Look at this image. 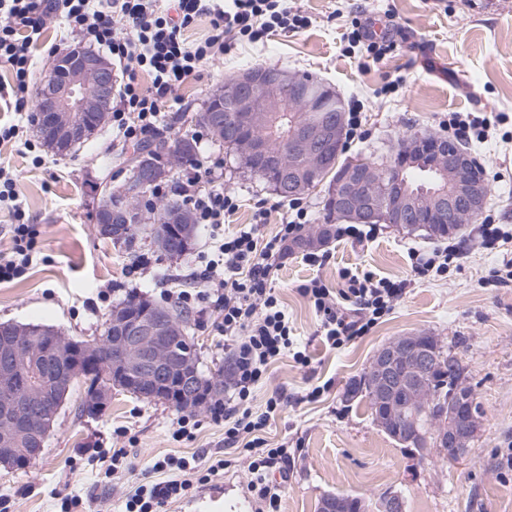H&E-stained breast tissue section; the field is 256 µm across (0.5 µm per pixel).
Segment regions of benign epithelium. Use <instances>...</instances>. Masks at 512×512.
<instances>
[{
  "label": "benign epithelium",
  "mask_w": 512,
  "mask_h": 512,
  "mask_svg": "<svg viewBox=\"0 0 512 512\" xmlns=\"http://www.w3.org/2000/svg\"><path fill=\"white\" fill-rule=\"evenodd\" d=\"M52 71L62 72L63 79H53L39 91L36 109L45 132L68 149L89 136L90 117L112 102L118 75L107 58L81 48H72L58 57ZM223 93L232 114L215 109L208 114V122L214 128L224 129L225 137L240 142L247 154L270 157V171L280 191L291 195L311 190L325 172L335 169L340 124L331 119L319 118L292 126L286 152H269L267 141L256 134L267 113L286 112L295 103L313 99L310 90L301 88L297 76L279 68H251L226 78ZM400 157L398 178L390 183L385 194L377 191L376 170L365 166L348 168L333 189L336 208L358 224H373L381 216L390 215L394 223L405 227L446 223L450 233L464 227L481 210L488 183L473 175L474 163L467 153L441 137L418 136L408 140ZM413 169L429 170L437 181L435 189L422 194L421 203L403 182V177ZM148 186L149 172L136 169L122 202L114 205L110 185L104 184L103 206L96 213L98 228L107 232L112 224L127 218L135 199ZM108 324L116 336L112 347L117 358L109 370L113 384L137 389L153 400L166 399V393L175 387L180 400L200 402L196 369L173 353L180 337L175 335L177 324L167 311L146 308L135 317L115 311ZM44 357L64 364L60 380L46 388L39 381L17 397L13 381L18 362L33 361L32 367L39 377L43 367L36 361ZM83 361L96 362L93 344L78 346L67 336L16 337L12 355L0 364V390L5 392L0 398V411L4 413L0 435L6 445L0 450L1 466L13 467L15 446L27 434L28 420H54L63 379ZM440 367L441 358L430 349L423 335L396 336L382 345L366 369L380 411L378 424L387 425L408 407L427 408L431 401L426 396L424 377ZM478 429L474 405L460 396L455 403L453 423L445 419L439 429V447L443 451L449 448L452 455L461 457ZM404 436L425 454L432 453L430 433L418 423L407 428Z\"/></svg>",
  "instance_id": "benign-epithelium-1"
}]
</instances>
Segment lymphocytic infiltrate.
<instances>
[{
    "label": "lymphocytic infiltrate",
    "instance_id": "obj_1",
    "mask_svg": "<svg viewBox=\"0 0 512 512\" xmlns=\"http://www.w3.org/2000/svg\"><path fill=\"white\" fill-rule=\"evenodd\" d=\"M209 17L211 30L202 41L187 43L184 33L200 17ZM65 20L72 35L89 46L107 51L126 72V80L112 109V129L121 144H143L158 129L163 103L185 82L197 78L200 67L223 55L235 43L262 42L270 33L296 32L310 22L305 11L289 0H175L173 11L162 9L159 0H0V65L11 74L8 89L0 99L14 111L28 109V95L47 22ZM348 34L350 48L361 58L379 60L393 51L397 42L388 34L374 35L368 21L353 16ZM147 72L150 86L137 76ZM503 114L449 113L441 127L456 140L482 141L491 129L505 123ZM221 159H204L193 166L185 199L196 223L207 228L209 252L201 254V289L180 291L176 302L197 312L219 314L218 328L231 353L228 372L230 394L225 399H207L214 423L224 427V443L234 446L247 440L248 487L256 497L258 512H281L282 485L273 481V471H286L294 458L287 446L266 447L259 431L281 405L271 397L266 411L253 415L249 402L258 385L266 380L270 365L285 353L296 362L308 361L306 352L293 351L288 317L272 288V278L285 257L288 242L298 238L311 221V206L292 199L281 217L276 235L258 242L254 227L267 223L270 210L258 206L252 228L228 235L224 221L239 207L234 191L225 189ZM10 227L13 246L0 252V282L19 278L32 263L39 231L25 223L21 210H14ZM343 286L332 292L314 279L301 286L321 318L324 341L338 349L365 336L388 314L402 295L405 282L355 276L341 272ZM154 471L165 480L139 484L125 500L124 512H162L169 502L192 496L224 469L221 455L207 460L168 456L157 460Z\"/></svg>",
    "mask_w": 512,
    "mask_h": 512
}]
</instances>
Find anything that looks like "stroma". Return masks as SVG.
<instances>
[{"label":"stroma","instance_id":"35a3bbf8","mask_svg":"<svg viewBox=\"0 0 512 512\" xmlns=\"http://www.w3.org/2000/svg\"><path fill=\"white\" fill-rule=\"evenodd\" d=\"M297 3L311 19L307 29L277 33L256 45L237 44L210 60L198 79L165 104L161 131L172 140L193 137L202 128L200 113L225 79L256 64L312 74L329 83L343 102L360 103L369 136L344 150L347 158L381 152L413 132L442 135L440 122L451 112H503L506 122L470 149L491 188L485 214L512 232V0ZM359 8L374 23L404 35L397 51L366 65L344 51L343 35ZM396 76L401 84L390 87ZM132 152L129 145L113 146L108 123L74 153L42 149L39 163L21 143L0 144V166L16 179L18 203L40 231L33 265L21 278L0 283V323L52 325L88 340L102 333L112 307L130 295L170 305L175 293L200 287L194 273L207 248L206 229H199L191 249L176 259L148 238L129 250L99 237V188L123 183ZM197 152L223 160L224 186L240 199L239 209L224 222L225 233L251 224L257 201L276 202L268 186L239 169L232 151L212 135L198 140ZM452 241L462 255L444 276L414 275L408 253L429 252L447 242L393 224L380 225L376 240L362 245L330 240L322 247L330 260L320 269L305 264L303 248L293 247L277 270L273 287L288 312L295 342L311 356L306 366L289 355L273 363L251 402L258 415L273 392L285 398L260 433L270 447L285 443L296 455L282 512H317L327 494L360 498L366 512H377L380 500L396 492L404 512H512V470L501 461L502 451L512 448V283L490 280L503 259L512 257V241L483 249L474 224ZM141 257L148 260L144 273L128 274V266ZM345 268L403 280L407 287L366 336L332 350L322 342L319 318L299 287L318 278L338 288V273ZM107 286L112 295L104 301L98 291ZM418 332L454 348L484 410L472 450L456 461L398 445L372 422L366 405L342 398L349 379L364 371L380 346ZM190 334L205 376L228 368L229 352L215 323L191 320ZM83 396V386L70 390L37 459L21 468H0V495L10 497L14 512H55L59 492L91 501L95 512H118L137 484L154 479V461L201 458L219 449L226 460L223 474L192 497L166 505L165 512H243L245 452L225 447L224 427L211 421L206 408L195 412L193 438L176 440L171 432L178 413L168 403L116 390L103 411L90 418L77 414ZM119 428L127 429V436H116ZM95 444L127 449L133 474L100 483L98 465L83 457L84 448Z\"/></svg>","mask_w":512,"mask_h":512}]
</instances>
